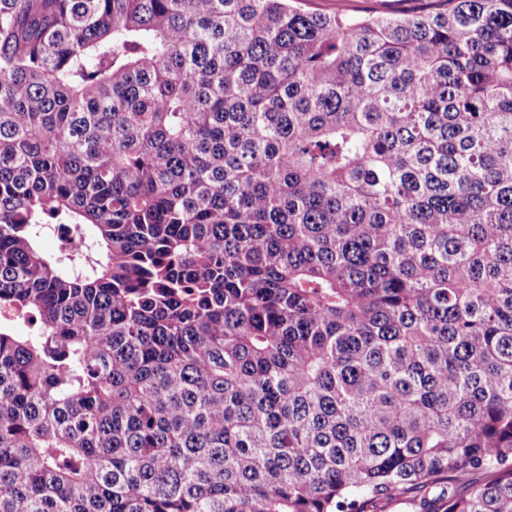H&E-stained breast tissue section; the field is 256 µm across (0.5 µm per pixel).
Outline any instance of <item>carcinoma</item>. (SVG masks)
<instances>
[{
  "label": "carcinoma",
  "instance_id": "1",
  "mask_svg": "<svg viewBox=\"0 0 512 512\" xmlns=\"http://www.w3.org/2000/svg\"><path fill=\"white\" fill-rule=\"evenodd\" d=\"M6 311L0 512H512V0H0ZM424 2L417 0H310L309 9L326 14L352 16L389 15L418 10Z\"/></svg>",
  "mask_w": 512,
  "mask_h": 512
}]
</instances>
